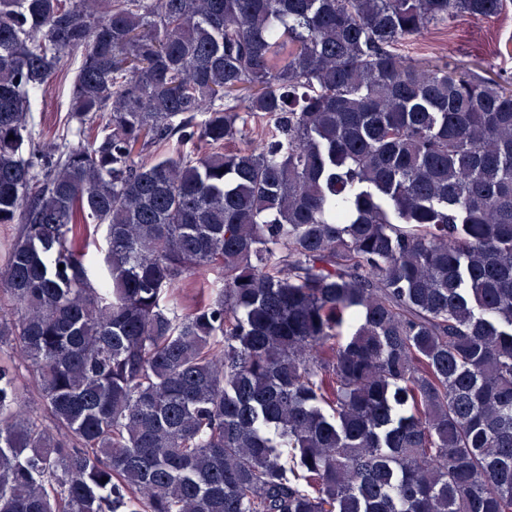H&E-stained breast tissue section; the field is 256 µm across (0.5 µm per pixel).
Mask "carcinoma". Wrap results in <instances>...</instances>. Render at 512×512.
<instances>
[{
    "instance_id": "obj_1",
    "label": "carcinoma",
    "mask_w": 512,
    "mask_h": 512,
    "mask_svg": "<svg viewBox=\"0 0 512 512\" xmlns=\"http://www.w3.org/2000/svg\"><path fill=\"white\" fill-rule=\"evenodd\" d=\"M505 2L0 0V512H512ZM399 49L423 62H458L485 76H512V6L481 22L458 16L431 24ZM76 64L54 78L49 91L34 111L37 137L46 145L60 143L63 124L70 112L71 86Z\"/></svg>"
}]
</instances>
